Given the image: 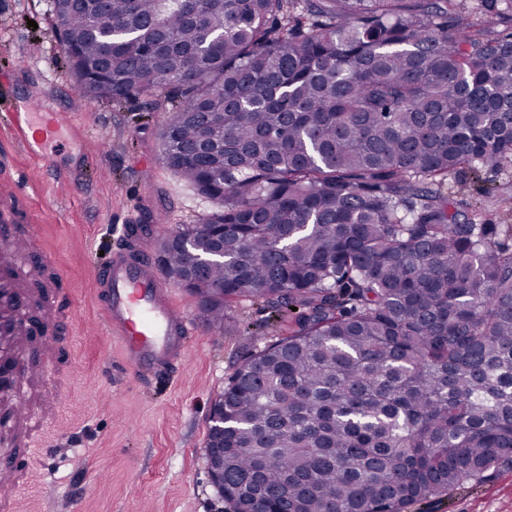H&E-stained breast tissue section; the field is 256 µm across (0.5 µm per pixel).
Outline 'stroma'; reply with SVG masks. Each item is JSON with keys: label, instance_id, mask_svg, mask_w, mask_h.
<instances>
[{"label": "stroma", "instance_id": "35a3bbf8", "mask_svg": "<svg viewBox=\"0 0 512 512\" xmlns=\"http://www.w3.org/2000/svg\"><path fill=\"white\" fill-rule=\"evenodd\" d=\"M55 26L50 0H0V160L35 167L18 144L14 112L34 98L48 104L60 132L46 146L55 168L29 187L27 202L42 227L41 250L66 276L60 306L69 315L57 365L68 401L42 435L16 512H220L204 458L210 407L237 364L280 336L281 325L244 302L223 328L211 327L197 299L174 287L199 330L190 352L169 376L129 377L121 343L97 333L92 271L106 264L122 225H149L156 248L177 226L201 223L214 204L159 159L165 105L84 94ZM509 181L501 171H463L449 176L448 195L460 211L481 205L488 223L512 224V199L491 202ZM409 512H512V464Z\"/></svg>", "mask_w": 512, "mask_h": 512}]
</instances>
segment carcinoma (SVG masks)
Here are the masks:
<instances>
[{"label": "carcinoma", "instance_id": "1", "mask_svg": "<svg viewBox=\"0 0 512 512\" xmlns=\"http://www.w3.org/2000/svg\"><path fill=\"white\" fill-rule=\"evenodd\" d=\"M487 6L55 0L112 96L171 105L161 160L216 204L167 236L170 277L216 328L292 321L224 384L232 512H407L512 462V226L446 192L512 167V0L495 34Z\"/></svg>", "mask_w": 512, "mask_h": 512}]
</instances>
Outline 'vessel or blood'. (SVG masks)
<instances>
[{"mask_svg": "<svg viewBox=\"0 0 512 512\" xmlns=\"http://www.w3.org/2000/svg\"><path fill=\"white\" fill-rule=\"evenodd\" d=\"M25 113L37 116V123L20 130L19 136L27 152L41 151L56 136L53 114L45 103L26 104ZM29 178L24 174L10 175L0 169V222L21 221L17 247L33 248L39 239L37 225L23 223L19 202L27 194ZM40 278V300L44 308L42 320L20 323L16 314L25 302L20 277L10 260L0 261V380L4 393H12L19 377L12 349L28 337H41L45 347H53L54 336L49 328L59 326L56 314L59 302V282L62 271L45 255H38L33 269ZM97 286L104 298L105 335L118 338L127 353L130 372L141 376L146 371H168L184 359L188 345L197 333V327L188 313L173 298L160 273L136 237H126L122 246L100 276ZM15 417L26 426L27 432L19 441L24 455L0 456V512H13L14 504L24 486V469L30 468L36 457L38 443L35 428L38 424L24 399L15 401Z\"/></svg>", "mask_w": 512, "mask_h": 512, "instance_id": "vessel-or-blood-1", "label": "vessel or blood"}]
</instances>
